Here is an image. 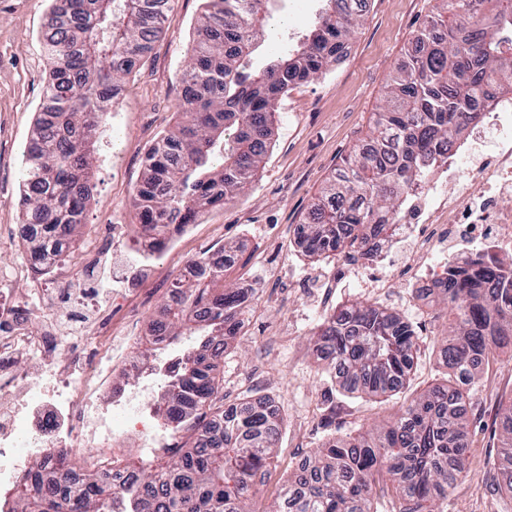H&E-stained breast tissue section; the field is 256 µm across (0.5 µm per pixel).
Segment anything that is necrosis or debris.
Listing matches in <instances>:
<instances>
[{
  "label": "necrosis or debris",
  "mask_w": 512,
  "mask_h": 512,
  "mask_svg": "<svg viewBox=\"0 0 512 512\" xmlns=\"http://www.w3.org/2000/svg\"><path fill=\"white\" fill-rule=\"evenodd\" d=\"M399 245L424 295L450 266L477 255L512 266V91L497 92L481 119L407 186L378 243L382 250ZM99 256V245L89 246L67 280L87 305L101 275ZM21 271L32 284L29 298L11 301L0 290V512H11L16 492L28 485L32 460L47 481L93 471L113 502H124L138 467L101 456V448L129 434L144 447L170 448L181 431L174 408L149 396L150 380L160 375L151 360L131 349L119 360L101 352L118 306L137 294L134 279L124 275L112 305L73 328L54 311L63 294L54 285L55 266L37 271L26 264ZM25 356L43 358L39 374H19ZM116 374L127 385H116Z\"/></svg>",
  "instance_id": "obj_1"
}]
</instances>
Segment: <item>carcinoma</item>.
I'll list each match as a JSON object with an SVG mask.
<instances>
[{
    "label": "carcinoma",
    "mask_w": 512,
    "mask_h": 512,
    "mask_svg": "<svg viewBox=\"0 0 512 512\" xmlns=\"http://www.w3.org/2000/svg\"><path fill=\"white\" fill-rule=\"evenodd\" d=\"M278 0H205L191 62L181 83L180 121L148 149L134 203L139 226L158 236L196 224L202 209L233 200L270 148L272 104L291 86L322 75L357 32L366 0H320L313 28L260 69L252 57ZM414 32L407 64L387 84L366 139L351 148L322 188L324 201L298 225L308 255L368 254L382 219L404 189L421 179L437 151L452 147L503 80L512 81V0H441ZM169 21L150 0H51L43 41L50 80L23 151L19 223L37 260L66 254L92 197L91 156L112 99L144 62ZM194 280L176 279L183 296L165 305L164 330L204 336L222 352L252 303L244 288L224 287L226 264L199 258ZM435 297L454 317L444 333L449 378L358 437L329 440L281 486L268 512H378L377 487L393 493V512H444L466 467L469 419L464 388L497 351L512 348V276L479 256L448 269ZM326 367L352 394L390 396L406 383L418 336L399 314L372 305L341 307L318 327ZM191 399L182 428L189 446L165 465L141 470L129 512H251L248 502L272 474L284 426L264 398L224 413L215 365H185L178 392ZM504 444L488 465L512 500V399L501 405ZM106 490L93 475L23 494L17 512H103Z\"/></svg>",
    "instance_id": "carcinoma-1"
}]
</instances>
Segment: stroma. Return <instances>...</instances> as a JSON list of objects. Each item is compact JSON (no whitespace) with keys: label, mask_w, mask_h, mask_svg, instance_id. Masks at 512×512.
Wrapping results in <instances>:
<instances>
[{"label":"stroma","mask_w":512,"mask_h":512,"mask_svg":"<svg viewBox=\"0 0 512 512\" xmlns=\"http://www.w3.org/2000/svg\"><path fill=\"white\" fill-rule=\"evenodd\" d=\"M47 5V0H0V225L18 221L22 150L48 75L39 39ZM317 6V0H284L283 21L270 28L257 64L287 51L294 34L309 28ZM436 6V0H370L346 64L295 85L276 101L273 145L245 194L208 211L193 237L162 259L170 277L185 258L232 247L234 263L224 283L254 293L240 334L216 361L225 404L262 396L285 420L273 477L253 499L254 512H267L283 481L323 441L365 432L444 377L442 331L453 317L417 297L404 249L386 255L382 287L363 288L354 272L365 256L309 257L295 244L298 224L351 147L368 135L390 75L405 65L413 32ZM201 12L202 0H175L162 37L126 78L124 96L103 133L111 143L110 159H93L96 188L79 241L105 242L114 224H135L132 192L150 145L177 122L181 76ZM330 280L336 283L331 291ZM355 302L401 315L419 337L407 385L393 396L343 395L318 358V325L337 307ZM468 387L467 470L448 498V512H503L499 476L487 461L500 444L499 405L512 400V357L500 354Z\"/></svg>","instance_id":"1"}]
</instances>
